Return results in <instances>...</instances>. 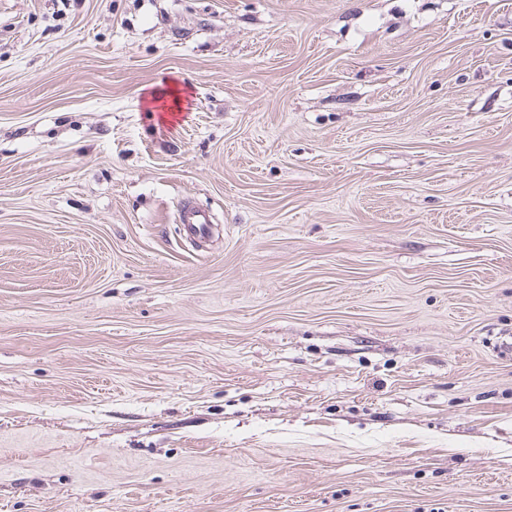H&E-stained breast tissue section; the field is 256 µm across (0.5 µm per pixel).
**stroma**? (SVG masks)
Listing matches in <instances>:
<instances>
[{"label": "stroma", "instance_id": "35a3bbf8", "mask_svg": "<svg viewBox=\"0 0 512 512\" xmlns=\"http://www.w3.org/2000/svg\"><path fill=\"white\" fill-rule=\"evenodd\" d=\"M511 338L512 0H0V512H512ZM186 93V89H180L176 83L169 82L166 90L151 94L150 102L153 104H159L160 102H164L167 97H170L173 100L175 107H168L166 106V103H162V105H160V109H162L163 112H178L179 107H182L185 101H188ZM180 221L184 224L186 235L191 238H203L209 232L208 216L190 205H182Z\"/></svg>", "mask_w": 512, "mask_h": 512}]
</instances>
